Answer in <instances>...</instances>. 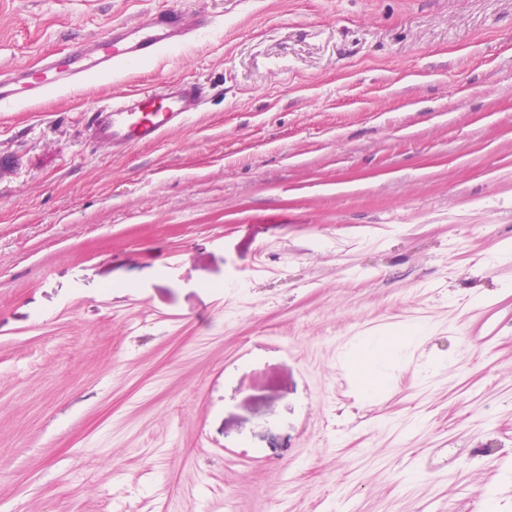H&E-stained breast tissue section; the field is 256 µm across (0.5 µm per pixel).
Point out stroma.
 I'll return each mask as SVG.
<instances>
[{"label": "stroma", "instance_id": "stroma-1", "mask_svg": "<svg viewBox=\"0 0 512 512\" xmlns=\"http://www.w3.org/2000/svg\"><path fill=\"white\" fill-rule=\"evenodd\" d=\"M173 3L210 31L0 104V512H512V0H0V69ZM209 97L205 83L192 81H161L150 89L128 90L111 97L92 112L84 114L83 130L87 140L105 144L113 155L129 149L159 142L163 136L187 124L194 112ZM160 108L148 111L149 103ZM415 341L412 336L382 334L367 342L366 349L348 358L347 363L361 389L366 394L375 393L388 377L391 362Z\"/></svg>", "mask_w": 512, "mask_h": 512}]
</instances>
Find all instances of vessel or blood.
I'll list each match as a JSON object with an SVG mask.
<instances>
[{"mask_svg":"<svg viewBox=\"0 0 512 512\" xmlns=\"http://www.w3.org/2000/svg\"><path fill=\"white\" fill-rule=\"evenodd\" d=\"M211 25L207 15L182 7L143 13L112 31L77 39L64 50L42 56L34 66L1 69L0 103L35 101L48 88L78 87L91 75L156 59L165 49L194 41ZM208 96L206 84L198 80L162 81L108 99L85 113L83 129L89 142L107 145L120 155L185 126Z\"/></svg>","mask_w":512,"mask_h":512,"instance_id":"obj_1","label":"vessel or blood"}]
</instances>
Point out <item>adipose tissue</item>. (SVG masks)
Listing matches in <instances>:
<instances>
[{"instance_id": "1", "label": "adipose tissue", "mask_w": 512, "mask_h": 512, "mask_svg": "<svg viewBox=\"0 0 512 512\" xmlns=\"http://www.w3.org/2000/svg\"><path fill=\"white\" fill-rule=\"evenodd\" d=\"M412 342L409 336L383 334L369 339L362 353L348 358L347 363L361 389L368 394L375 393L387 379L391 362Z\"/></svg>"}]
</instances>
